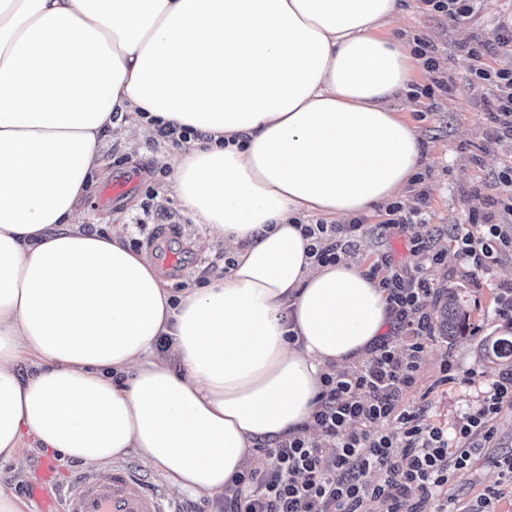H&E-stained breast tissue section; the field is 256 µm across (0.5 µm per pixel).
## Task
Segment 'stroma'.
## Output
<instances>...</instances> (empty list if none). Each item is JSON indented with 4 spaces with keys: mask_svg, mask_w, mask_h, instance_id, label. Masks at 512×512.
I'll return each mask as SVG.
<instances>
[{
    "mask_svg": "<svg viewBox=\"0 0 512 512\" xmlns=\"http://www.w3.org/2000/svg\"><path fill=\"white\" fill-rule=\"evenodd\" d=\"M399 7L390 34L428 38L436 48L446 83L429 98L400 95L395 99L398 111L415 127L427 157L423 182L411 184L401 203L408 210L425 207L424 223L412 224L409 233L440 253V261L427 267L425 274L436 291L455 293L470 324L464 335L449 339L437 334L428 342L421 372L406 400L421 410L424 423L452 429L499 375L500 366L482 360L480 348L485 337L501 334L508 324L496 313V296L501 284L512 282V245L489 271L477 272L457 256L453 236L469 229L470 214L493 211L494 201L502 196L500 176L512 168V140L495 138L486 107L490 87L475 77L467 55L469 47L481 42L487 47L490 65H507V58L497 57L493 47L494 29L501 15L512 12V0H476L473 15L458 22L432 12L424 0H399ZM99 151L107 176L90 186L81 224L101 233L112 225H123L131 247L139 252L146 251L147 238L158 225H176L187 250L189 271L172 279L174 292L198 288L223 276V251L206 245V225L194 223L170 190L173 163L181 146L155 140L152 129L126 114L103 133ZM127 175L135 178L133 189L120 202H104L102 192L108 181ZM422 191L427 194L423 201L418 198ZM384 218L379 211L362 219L369 230L360 237L354 258L363 267H370L386 252L399 259L407 254L404 239L371 232V225ZM447 361L453 364L456 379L443 385L439 378ZM510 453L512 412H507L501 418L495 447L484 449L472 471L449 485L446 512H458L461 504L475 499L485 487L497 485L500 475L494 461ZM47 458V453L26 447L18 461H1L0 488L28 500V489L38 482L39 468ZM123 462L136 469L148 487L167 494L171 512H216V499L170 489L136 454L127 455Z\"/></svg>",
    "mask_w": 512,
    "mask_h": 512,
    "instance_id": "stroma-1",
    "label": "stroma"
}]
</instances>
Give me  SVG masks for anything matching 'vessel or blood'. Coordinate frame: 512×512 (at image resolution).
<instances>
[{
	"mask_svg": "<svg viewBox=\"0 0 512 512\" xmlns=\"http://www.w3.org/2000/svg\"><path fill=\"white\" fill-rule=\"evenodd\" d=\"M173 225L157 228L147 244L154 250L168 275L184 273L181 257L172 252L169 240ZM33 512H168L161 491L149 488L138 471L116 464L105 471H86L71 480L59 499L32 493Z\"/></svg>",
	"mask_w": 512,
	"mask_h": 512,
	"instance_id": "obj_1",
	"label": "vessel or blood"
}]
</instances>
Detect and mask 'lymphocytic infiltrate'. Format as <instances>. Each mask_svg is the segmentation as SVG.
Returning a JSON list of instances; mask_svg holds the SVG:
<instances>
[{"mask_svg": "<svg viewBox=\"0 0 512 512\" xmlns=\"http://www.w3.org/2000/svg\"><path fill=\"white\" fill-rule=\"evenodd\" d=\"M472 70L493 87L495 135L512 139V68L489 65L480 47L470 48ZM499 213L472 215L475 232L455 236L456 252L475 269L491 267L504 241L502 226L512 217V175L504 174ZM318 262L352 252L365 228L348 224H308ZM409 261L386 254L371 265L387 293L389 333L361 365L323 374L318 408L295 434L258 442L261 466L237 475L224 493L220 512H443L448 486L469 473L482 449L491 447L504 409L512 408V370L494 380L455 432L422 423L404 403L421 369L433 334L432 288L423 271L437 253L420 238L407 244ZM396 422L398 432L379 426ZM380 473L369 481L370 473Z\"/></svg>", "mask_w": 512, "mask_h": 512, "instance_id": "obj_1", "label": "lymphocytic infiltrate"}]
</instances>
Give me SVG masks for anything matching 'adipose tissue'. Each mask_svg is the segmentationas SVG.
Instances as JSON below:
<instances>
[{
  "mask_svg": "<svg viewBox=\"0 0 512 512\" xmlns=\"http://www.w3.org/2000/svg\"><path fill=\"white\" fill-rule=\"evenodd\" d=\"M398 9L0 0V461L28 442L96 468L133 452L213 498L256 441L311 421L323 374L370 357L386 293L350 257L318 263L295 218L373 214L426 162L391 105L414 69L386 32ZM116 111L202 132L173 187L222 277L173 295L122 229L77 224Z\"/></svg>",
  "mask_w": 512,
  "mask_h": 512,
  "instance_id": "adipose-tissue-1",
  "label": "adipose tissue"
}]
</instances>
